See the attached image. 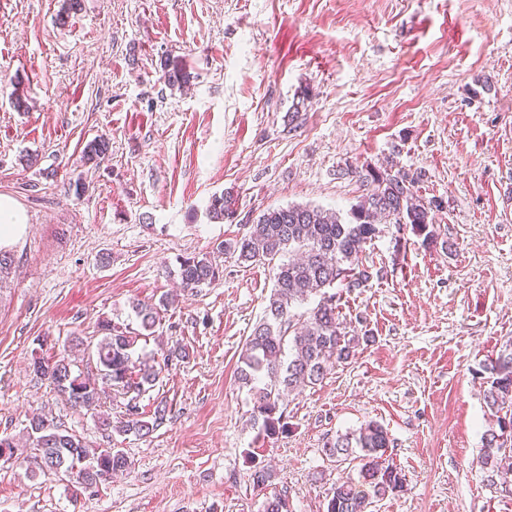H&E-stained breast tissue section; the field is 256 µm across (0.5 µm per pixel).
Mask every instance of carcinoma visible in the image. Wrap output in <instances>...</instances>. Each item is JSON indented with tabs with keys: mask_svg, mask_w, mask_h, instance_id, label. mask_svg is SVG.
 Returning <instances> with one entry per match:
<instances>
[{
	"mask_svg": "<svg viewBox=\"0 0 512 512\" xmlns=\"http://www.w3.org/2000/svg\"><path fill=\"white\" fill-rule=\"evenodd\" d=\"M110 151V140L98 136L84 147L82 162L98 165L108 159ZM362 180L367 192L351 208L347 221L310 205L269 208L258 216L253 231L220 244L221 250L238 254L244 263H272L287 252L298 255L276 266L265 318L255 326L240 353L239 381L251 392L253 425L257 438L264 441L288 430L279 411L286 394L320 383L333 367L351 361L360 340H369L367 336H347L337 312L336 294L327 289L339 284L351 292L373 279L372 269L363 263V253L381 233L379 220L389 219L400 229L410 227L429 246L440 243L432 212L441 208V202L417 196L418 174L391 166L371 168ZM207 212L215 222L235 221L238 214L233 194L213 195ZM440 244L448 249V242ZM220 274L219 265L207 253L179 259L177 277L185 290L210 286ZM311 298L313 307L296 312ZM168 304L169 297L164 295L157 305L134 300L131 309L141 329L150 331L156 326L158 306ZM100 330L102 337L89 352L95 375L74 370L63 353L34 360L33 372L49 380L73 407L97 405L108 389L131 394L124 417L116 422L104 418L100 425L121 435H146L164 419L166 406H156L148 421L139 398L145 386L158 377L157 365L168 364L170 355H164L161 363L142 361L136 357L140 334L124 331L107 320L102 321ZM484 368L490 374L485 398L496 420L484 435L480 469L485 480L493 483L496 477L512 471V341ZM28 436L38 451L33 456L34 473L70 475L72 482L85 487L95 485L103 473H122L131 466L122 450L99 448L91 453L81 436L43 415L32 417ZM387 448L388 433L376 421L327 441L324 456L340 465L355 464L358 479L334 484L326 512H372L375 502L403 490L404 476L383 460Z\"/></svg>",
	"mask_w": 512,
	"mask_h": 512,
	"instance_id": "1",
	"label": "carcinoma"
}]
</instances>
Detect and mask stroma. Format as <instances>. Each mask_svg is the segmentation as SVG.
<instances>
[{
  "label": "stroma",
  "mask_w": 512,
  "mask_h": 512,
  "mask_svg": "<svg viewBox=\"0 0 512 512\" xmlns=\"http://www.w3.org/2000/svg\"><path fill=\"white\" fill-rule=\"evenodd\" d=\"M61 7L0 0V195L28 217L0 281V438L25 442L43 414L131 468L85 489L0 463V512H262L255 460L290 512H323L356 472L322 448L368 420L405 477L374 512H512V474L490 483L478 464L492 420L483 365L512 339V0H82L63 27ZM168 59L184 87L168 86ZM18 87L29 111L13 107ZM99 135L111 156L82 165ZM390 161L442 200L434 224L450 249L384 227L363 255L379 277L337 290L354 358L286 395L287 435L258 447L236 371L275 272L217 246L268 208L348 215L359 171ZM225 191L232 223L206 211ZM206 252L220 280L177 291L179 258ZM169 292L138 342L174 355L139 399L168 408L149 434L100 429L123 395L76 410L32 372L72 337L100 339L101 321L137 330L131 300Z\"/></svg>",
  "instance_id": "stroma-1"
}]
</instances>
